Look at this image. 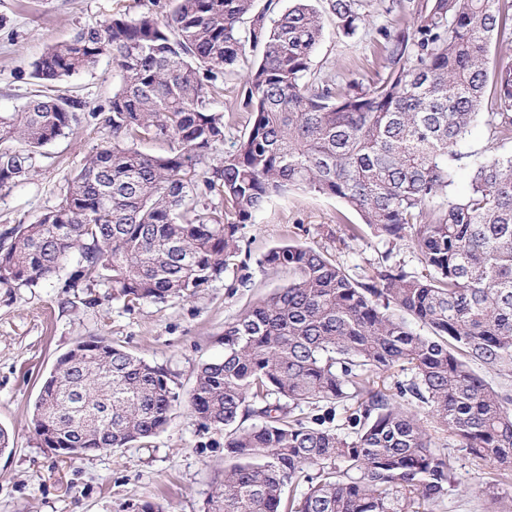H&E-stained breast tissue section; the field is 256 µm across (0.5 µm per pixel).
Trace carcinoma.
<instances>
[{"instance_id": "obj_1", "label": "carcinoma", "mask_w": 512, "mask_h": 512, "mask_svg": "<svg viewBox=\"0 0 512 512\" xmlns=\"http://www.w3.org/2000/svg\"><path fill=\"white\" fill-rule=\"evenodd\" d=\"M158 17L115 15L49 46L33 64L46 86L112 54L121 83L103 125L112 131L70 177L56 208L0 246V284L33 285L77 253L78 278L129 305L190 297L240 254L239 230L290 189L335 198L392 246L409 245L425 273L384 264L352 280L324 252L289 244L264 263L287 286L224 324V358L199 368L191 409L224 431L232 461L208 512H434L448 496L452 456L432 446L425 420L490 470L500 501L512 484V0H392L376 28L382 74L363 84L319 78L316 0L273 18L255 0H173ZM353 37L371 0H326ZM263 46L242 75L244 97L210 108L246 46ZM77 101L43 90L0 113V188L65 134ZM249 131L221 162L239 111ZM485 126L490 154L466 148ZM165 141L164 155L139 150ZM470 180L451 191L457 171ZM224 199V210L203 200ZM447 198L445 207L434 199ZM406 370L394 386L385 378ZM178 395L168 374L102 338L60 356L34 404L44 445L68 457L150 438ZM308 403V420L290 405ZM344 422L335 423L337 410ZM248 419L255 423L246 426ZM307 485L301 497L285 490ZM248 115L246 112H241L237 122L229 128H226L224 133V144L218 146L217 151H214L209 158L201 165V170L206 171L212 165H216L219 159L224 154V150H230L235 142H237L248 129Z\"/></svg>"}]
</instances>
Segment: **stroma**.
I'll use <instances>...</instances> for the list:
<instances>
[{
  "instance_id": "35a3bbf8",
  "label": "stroma",
  "mask_w": 512,
  "mask_h": 512,
  "mask_svg": "<svg viewBox=\"0 0 512 512\" xmlns=\"http://www.w3.org/2000/svg\"><path fill=\"white\" fill-rule=\"evenodd\" d=\"M384 0L355 37L340 35L325 16L324 37L312 57L314 73L368 79L380 68L376 27L388 23ZM170 0H0V112L21 108L39 87L33 64L50 45L112 16L150 11L165 16ZM120 85L111 55L61 83V93L81 101L69 130L44 145L25 176L0 190V236L34 223L60 202L67 179L112 134L99 117ZM341 202L293 192L273 200L239 232L245 273L226 272L189 298L127 307L105 288L73 285L78 256L54 276L33 285H0V428L11 437L0 454V512H141L145 503L162 512H207L208 499L224 478L223 432L204 428L190 408L199 367L222 358L226 322L247 304L285 287L288 274L262 259L272 248L302 244L325 251L359 280L391 260L420 273L418 253L392 248L372 231L350 238L337 224ZM103 336L163 368L179 394L166 427L125 448L65 458L47 448L32 422L44 377L57 358L79 342ZM438 452L453 454L455 469L447 499L437 512H492L485 493L491 480L446 433L433 436Z\"/></svg>"
}]
</instances>
